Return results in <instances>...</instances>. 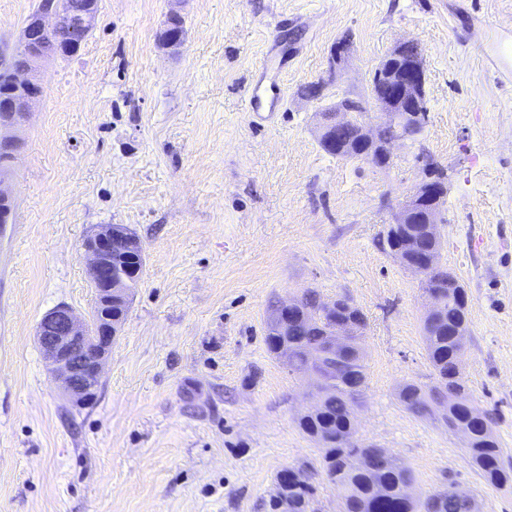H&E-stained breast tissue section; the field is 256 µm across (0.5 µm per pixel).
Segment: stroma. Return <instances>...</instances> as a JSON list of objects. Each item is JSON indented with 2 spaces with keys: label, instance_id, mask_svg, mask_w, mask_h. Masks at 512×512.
<instances>
[{
  "label": "stroma",
  "instance_id": "stroma-1",
  "mask_svg": "<svg viewBox=\"0 0 512 512\" xmlns=\"http://www.w3.org/2000/svg\"><path fill=\"white\" fill-rule=\"evenodd\" d=\"M39 0H0V59ZM184 45L163 48L169 14ZM512 0H99L78 52L40 71L0 224V512H271L277 474L306 470L318 512H339L298 420L313 383L265 343L272 304L315 289L366 317L358 442L412 472L422 498L455 483L479 512H512L464 439L397 392L428 384L422 278L384 241L400 202L448 174L441 262L463 286L461 373L512 458ZM351 51L334 64L336 44ZM425 56L428 118L387 167L327 154L321 114L365 98L400 41ZM324 82L318 98L306 86ZM280 89L251 112L255 86ZM123 224L145 267L96 398L64 403L34 340L59 304L94 302L81 247ZM280 102L281 96L279 92L271 90V94H267L259 92V89L254 88L247 99V108L251 112L273 111L279 106Z\"/></svg>",
  "mask_w": 512,
  "mask_h": 512
}]
</instances>
